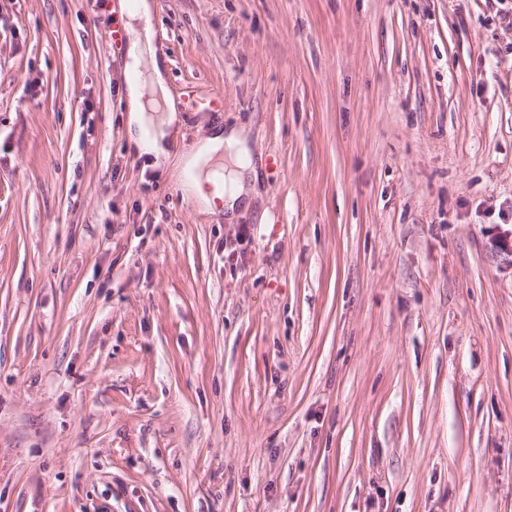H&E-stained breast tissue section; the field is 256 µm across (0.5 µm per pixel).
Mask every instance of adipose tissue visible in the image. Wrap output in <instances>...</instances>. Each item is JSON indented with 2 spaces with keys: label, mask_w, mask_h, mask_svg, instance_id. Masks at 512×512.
I'll list each match as a JSON object with an SVG mask.
<instances>
[{
  "label": "adipose tissue",
  "mask_w": 512,
  "mask_h": 512,
  "mask_svg": "<svg viewBox=\"0 0 512 512\" xmlns=\"http://www.w3.org/2000/svg\"><path fill=\"white\" fill-rule=\"evenodd\" d=\"M126 67L138 77L127 85L130 140L140 153L161 160L179 121L156 61L152 6L140 0L126 16ZM182 191L203 209L233 214L248 203L257 171L246 131L232 127L202 139L183 159Z\"/></svg>",
  "instance_id": "obj_1"
}]
</instances>
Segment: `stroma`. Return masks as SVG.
<instances>
[{
  "label": "stroma",
  "mask_w": 512,
  "mask_h": 512,
  "mask_svg": "<svg viewBox=\"0 0 512 512\" xmlns=\"http://www.w3.org/2000/svg\"><path fill=\"white\" fill-rule=\"evenodd\" d=\"M150 2L160 165L113 0H0V512H512V0ZM126 27V69L138 73V78L127 85L130 140L140 154L157 161L166 158V143L179 118L157 61L148 0H140L137 9L127 13ZM182 163L181 189L203 209L232 215L254 191L256 164L243 128L202 139Z\"/></svg>",
  "instance_id": "35a3bbf8"
}]
</instances>
